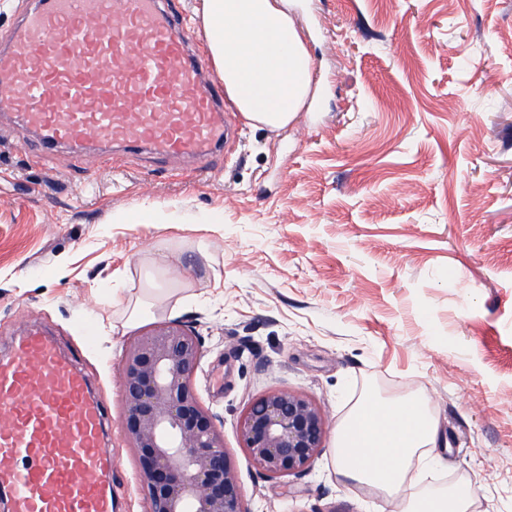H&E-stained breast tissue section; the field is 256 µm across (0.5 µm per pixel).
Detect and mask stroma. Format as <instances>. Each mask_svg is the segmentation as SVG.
<instances>
[{
    "mask_svg": "<svg viewBox=\"0 0 512 512\" xmlns=\"http://www.w3.org/2000/svg\"><path fill=\"white\" fill-rule=\"evenodd\" d=\"M293 15L321 94L286 127L244 125L227 156L90 167L31 154L0 118V348L42 327L91 378L117 512L148 498L118 366L165 320L202 339L196 390L248 512H391L338 474L335 429L366 394L416 392L440 438L414 490L468 479L475 512H512V0H296ZM277 386L313 395L329 430L306 474L269 480L237 422Z\"/></svg>",
    "mask_w": 512,
    "mask_h": 512,
    "instance_id": "35a3bbf8",
    "label": "stroma"
}]
</instances>
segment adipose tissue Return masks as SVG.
Wrapping results in <instances>:
<instances>
[{
    "label": "adipose tissue",
    "mask_w": 512,
    "mask_h": 512,
    "mask_svg": "<svg viewBox=\"0 0 512 512\" xmlns=\"http://www.w3.org/2000/svg\"><path fill=\"white\" fill-rule=\"evenodd\" d=\"M291 0H202L201 19L214 67L237 112L272 129L294 121L319 96L313 59L290 13ZM438 423L423 394L365 397L336 428L340 475L378 487L396 512H469L474 483L409 493L416 453L436 444Z\"/></svg>",
    "instance_id": "ef3b65f1"
}]
</instances>
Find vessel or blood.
Returning <instances> with one entry per match:
<instances>
[{"label":"vessel or blood","instance_id":"obj_1","mask_svg":"<svg viewBox=\"0 0 512 512\" xmlns=\"http://www.w3.org/2000/svg\"><path fill=\"white\" fill-rule=\"evenodd\" d=\"M175 0H39L0 52V112L43 150L88 141L207 159L229 140ZM108 411L55 339L0 355V492L11 512H115Z\"/></svg>","mask_w":512,"mask_h":512}]
</instances>
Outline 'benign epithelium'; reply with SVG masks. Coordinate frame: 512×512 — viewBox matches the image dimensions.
Returning <instances> with one entry per match:
<instances>
[{"mask_svg":"<svg viewBox=\"0 0 512 512\" xmlns=\"http://www.w3.org/2000/svg\"><path fill=\"white\" fill-rule=\"evenodd\" d=\"M202 354L190 326L165 322L136 337L119 363L123 430L147 483V512H248L223 423L195 388ZM326 431L319 401L273 388L240 415L238 442L267 479L281 480L310 469Z\"/></svg>","mask_w":512,"mask_h":512,"instance_id":"obj_1","label":"benign epithelium"}]
</instances>
